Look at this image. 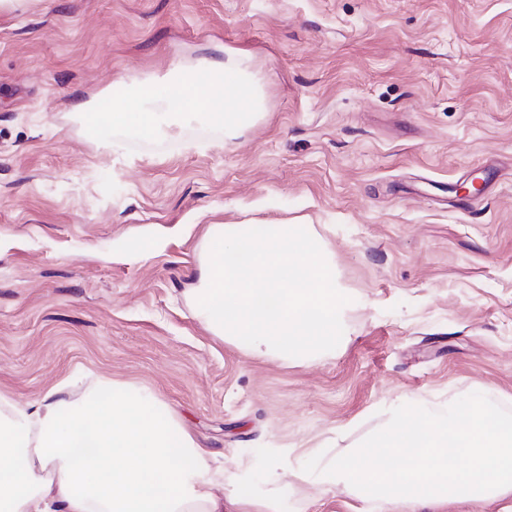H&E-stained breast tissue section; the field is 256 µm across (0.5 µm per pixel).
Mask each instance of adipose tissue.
Masks as SVG:
<instances>
[{"label": "adipose tissue", "instance_id": "ef3b65f1", "mask_svg": "<svg viewBox=\"0 0 512 512\" xmlns=\"http://www.w3.org/2000/svg\"><path fill=\"white\" fill-rule=\"evenodd\" d=\"M259 105L234 61L205 59L164 89L135 85L81 109L98 126L151 136L181 112L235 133ZM65 390L34 404L0 395V512H246L213 493L214 453L153 395L116 384L71 401Z\"/></svg>", "mask_w": 512, "mask_h": 512}]
</instances>
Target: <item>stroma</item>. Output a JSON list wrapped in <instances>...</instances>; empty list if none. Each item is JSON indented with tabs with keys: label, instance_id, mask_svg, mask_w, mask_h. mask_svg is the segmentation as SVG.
Masks as SVG:
<instances>
[{
	"label": "stroma",
	"instance_id": "1",
	"mask_svg": "<svg viewBox=\"0 0 512 512\" xmlns=\"http://www.w3.org/2000/svg\"><path fill=\"white\" fill-rule=\"evenodd\" d=\"M227 53L261 96L235 134L92 132L74 109ZM480 167L492 182L464 192ZM284 221L351 299L347 336L305 362L216 339L186 302L208 225ZM63 381L153 393L218 453L217 493L278 512H391L302 469L391 405L512 410V0L0 9V393Z\"/></svg>",
	"mask_w": 512,
	"mask_h": 512
}]
</instances>
